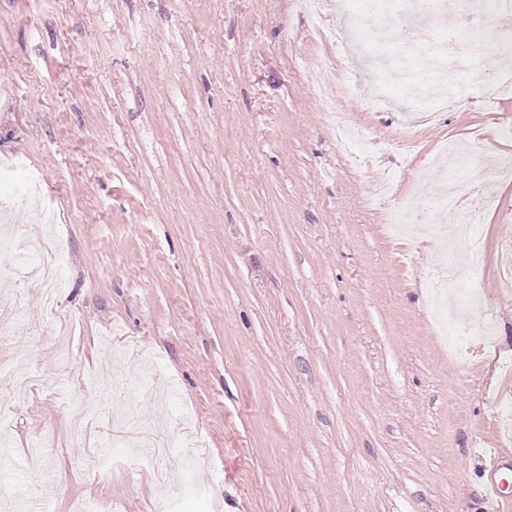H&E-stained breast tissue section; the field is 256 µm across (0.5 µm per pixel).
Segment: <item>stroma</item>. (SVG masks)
<instances>
[{
    "mask_svg": "<svg viewBox=\"0 0 512 512\" xmlns=\"http://www.w3.org/2000/svg\"><path fill=\"white\" fill-rule=\"evenodd\" d=\"M358 6L328 0L321 22L297 0H0V206L31 233L50 215L77 320L4 340L0 512H500L484 466L512 402V182L465 287L494 334L463 354L430 310L450 217L406 237L387 221L441 191L422 171L442 138L512 155V96L472 93L407 151L405 100L347 29ZM312 64L331 81L312 87ZM331 101L356 143L338 144ZM43 289L35 264L0 274V300L35 308ZM145 374L151 391L127 386ZM96 382L166 411L164 484L113 447L119 424L76 422L66 401ZM96 459L103 479L84 480Z\"/></svg>",
    "mask_w": 512,
    "mask_h": 512,
    "instance_id": "stroma-1",
    "label": "stroma"
}]
</instances>
